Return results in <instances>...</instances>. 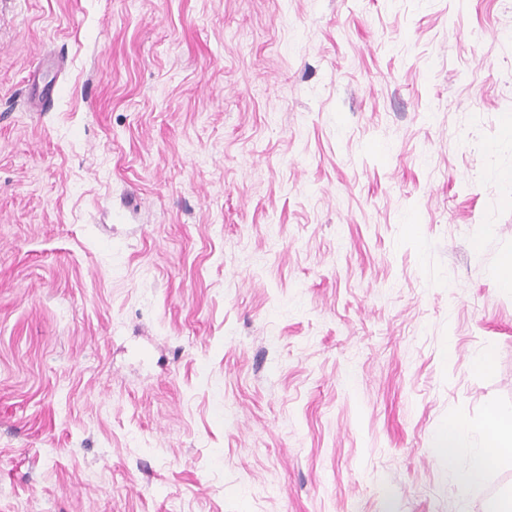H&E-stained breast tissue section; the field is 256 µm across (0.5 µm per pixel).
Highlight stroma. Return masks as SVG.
Listing matches in <instances>:
<instances>
[{
  "label": "stroma",
  "instance_id": "stroma-1",
  "mask_svg": "<svg viewBox=\"0 0 512 512\" xmlns=\"http://www.w3.org/2000/svg\"><path fill=\"white\" fill-rule=\"evenodd\" d=\"M509 114L512 0H0V512H457Z\"/></svg>",
  "mask_w": 512,
  "mask_h": 512
}]
</instances>
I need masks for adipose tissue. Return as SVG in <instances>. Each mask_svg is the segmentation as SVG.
<instances>
[{"instance_id": "ef3b65f1", "label": "adipose tissue", "mask_w": 512, "mask_h": 512, "mask_svg": "<svg viewBox=\"0 0 512 512\" xmlns=\"http://www.w3.org/2000/svg\"><path fill=\"white\" fill-rule=\"evenodd\" d=\"M476 461L468 469L455 475L459 502H466L471 490L484 478L487 460L512 457V411L504 410L490 415L483 426L481 448L475 451Z\"/></svg>"}]
</instances>
